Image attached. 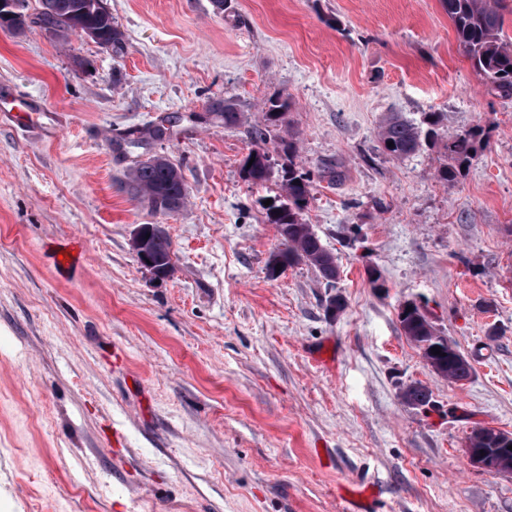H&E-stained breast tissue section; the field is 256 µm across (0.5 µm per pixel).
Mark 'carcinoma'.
<instances>
[{"label": "carcinoma", "instance_id": "1", "mask_svg": "<svg viewBox=\"0 0 512 512\" xmlns=\"http://www.w3.org/2000/svg\"><path fill=\"white\" fill-rule=\"evenodd\" d=\"M38 15L34 22L45 29L67 36L84 33L87 28L99 32L98 44L107 50L121 47L122 34L112 22V15L96 7L94 0H38ZM444 7L451 20L459 47L470 60L482 79L512 95V42L504 32V11L507 0H444ZM208 115L226 127L242 123L243 113L229 100H215L207 106ZM288 110V99L268 100L262 122L250 132L252 138L263 140L268 129L283 125ZM438 121L427 115L416 123L400 112L386 113L379 125L378 138L382 151L393 159H404L418 153L423 144L438 136ZM167 135L160 127L133 129L127 132L130 143L141 145L149 140ZM485 141V131L472 127L448 141V164L438 172L439 179L454 182L466 174L477 154L478 146ZM394 147H388V143ZM245 178L253 183H263L272 173L268 154L254 148L242 163ZM128 185L135 198L149 206L152 212L163 215L184 207L188 188L181 170L162 155H151L136 162L128 175ZM284 201L269 208L268 222L275 225L281 249L274 257L280 266L304 263L313 267L326 281L339 277L336 256L323 244L312 226L303 218L311 199V180L304 171L288 168L283 174ZM148 255L167 267L174 259L172 242L166 232L153 231L149 237ZM399 322L404 335L421 351L424 360L436 365L444 378L452 383L471 376L467 358L446 338L434 336L435 329L418 305L399 312ZM437 347L441 354L431 352ZM431 393L427 386L413 383L401 392V399L409 406L427 404Z\"/></svg>", "mask_w": 512, "mask_h": 512}]
</instances>
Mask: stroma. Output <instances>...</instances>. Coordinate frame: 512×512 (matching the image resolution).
<instances>
[{"mask_svg":"<svg viewBox=\"0 0 512 512\" xmlns=\"http://www.w3.org/2000/svg\"><path fill=\"white\" fill-rule=\"evenodd\" d=\"M106 6L118 53L0 31V512H347L363 482L377 512H512V474L466 451L476 428L512 434V96L474 71L441 0ZM276 97L285 121L255 143ZM217 99L246 124L200 120ZM389 112L435 113L437 140L391 159ZM169 116L155 150L189 202L165 216L127 192L143 152L119 141ZM474 126L469 170L439 180ZM258 145L273 171L254 184ZM291 162L336 282L270 272L267 205ZM139 224L164 226L171 277L136 260ZM64 245L79 262L63 271ZM408 301L469 380L428 368L400 328ZM414 382L429 406L402 402ZM485 141V131L479 126L472 127L448 141V164L438 172L440 180L457 181L466 174L477 154L478 146ZM252 156L255 160L250 168H247ZM242 171L245 178L253 183H263L272 173V167L268 154L262 148H254L245 156L242 163Z\"/></svg>","mask_w":512,"mask_h":512,"instance_id":"1","label":"stroma"}]
</instances>
